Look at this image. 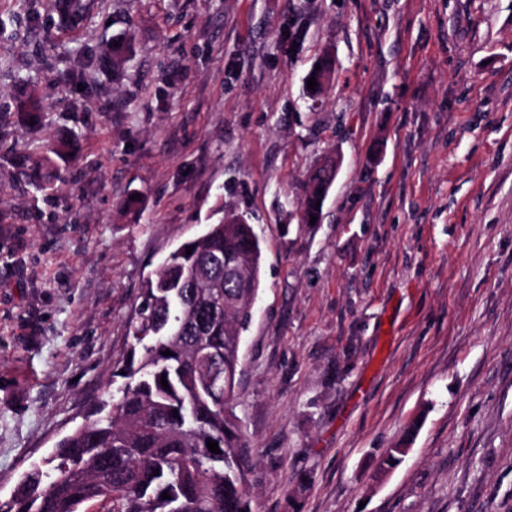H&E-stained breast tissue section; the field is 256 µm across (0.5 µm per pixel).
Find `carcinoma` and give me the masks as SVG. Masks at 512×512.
I'll list each match as a JSON object with an SVG mask.
<instances>
[{
  "label": "carcinoma",
  "instance_id": "1",
  "mask_svg": "<svg viewBox=\"0 0 512 512\" xmlns=\"http://www.w3.org/2000/svg\"><path fill=\"white\" fill-rule=\"evenodd\" d=\"M26 83L14 110L32 117L40 100L34 81ZM68 146L23 159L33 190L49 195L54 157ZM335 178L329 160L310 170L301 223L322 218L315 203ZM238 219L232 213L229 223L209 225L146 277L129 354L112 374L124 380L119 397L102 402L28 469L0 512H252V458L235 404L262 249L252 225ZM209 440L219 452L209 451Z\"/></svg>",
  "mask_w": 512,
  "mask_h": 512
}]
</instances>
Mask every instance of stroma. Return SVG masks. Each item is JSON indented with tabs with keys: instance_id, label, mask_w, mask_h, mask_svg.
Listing matches in <instances>:
<instances>
[{
	"instance_id": "35a3bbf8",
	"label": "stroma",
	"mask_w": 512,
	"mask_h": 512,
	"mask_svg": "<svg viewBox=\"0 0 512 512\" xmlns=\"http://www.w3.org/2000/svg\"><path fill=\"white\" fill-rule=\"evenodd\" d=\"M56 20L55 0H0V500L102 395L144 278L241 212L264 257L236 407L253 512H512V0ZM19 70L35 132L7 110ZM72 131L56 190L27 193L15 157ZM336 155L321 223H300ZM333 158L336 170L333 168L331 160H327L315 166L307 175V192L300 204V219L303 224H310L311 215L317 217V221L314 224H318L321 221L324 201L336 178V171L341 164L339 156ZM319 189H322V193H318ZM317 201H320L319 209H315Z\"/></svg>"
}]
</instances>
